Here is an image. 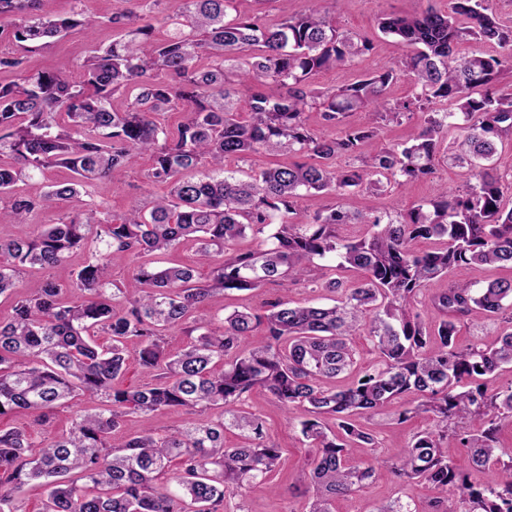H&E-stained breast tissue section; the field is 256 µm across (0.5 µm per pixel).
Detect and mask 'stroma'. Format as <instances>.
Segmentation results:
<instances>
[{
  "label": "stroma",
  "mask_w": 512,
  "mask_h": 512,
  "mask_svg": "<svg viewBox=\"0 0 512 512\" xmlns=\"http://www.w3.org/2000/svg\"><path fill=\"white\" fill-rule=\"evenodd\" d=\"M323 5V0H265L261 5L256 0H237L236 9L242 14L259 13L264 19L273 20L287 14H302ZM121 6L122 0H45L43 8L48 15H65L78 8L87 15L102 19L103 24L94 37L76 31L38 52L25 54V69L37 72L63 63L80 65L94 45L111 43L114 31L105 20ZM431 7L447 10L448 0H341L336 6L337 26L366 37L371 48L346 68L318 72L312 77V84L318 88L349 84L365 74L392 66L403 49L393 38L379 31V19L389 14H419ZM150 167L149 158L144 156L133 166L116 170L109 179L95 187L93 199L111 213H126L152 192V185L144 179ZM469 177L468 169L444 163L434 174L404 187L388 185L373 193L352 192L338 198L324 192H312L301 200L298 217L302 220L312 218L335 203L353 211H399L436 199L443 188L463 186ZM319 278V272L315 271L310 281L304 283H272L257 290L234 291L225 295L217 293L204 306L194 310L190 320L194 323L219 322L233 310H262L279 299L295 305L328 302L329 293L315 285ZM408 406L409 400L404 397L395 400L391 408L373 418H359L361 427L375 432L373 455L377 459L376 474L353 494L336 499L331 506L332 512H374L380 503L396 497L416 505L420 512H432L435 490L422 482L398 478L387 462L392 450L406 447L416 433L432 423L431 416L427 414L399 421L398 411ZM245 407L264 420L270 441L283 450L281 466L272 474L270 486L255 485L239 494L238 499L243 503L245 512H307L312 491L306 474L314 450L302 437L297 419L288 418L273 397L260 388L247 395Z\"/></svg>",
  "instance_id": "stroma-1"
}]
</instances>
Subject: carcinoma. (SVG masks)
Listing matches in <instances>:
<instances>
[{
	"mask_svg": "<svg viewBox=\"0 0 512 512\" xmlns=\"http://www.w3.org/2000/svg\"><path fill=\"white\" fill-rule=\"evenodd\" d=\"M235 2L181 0L178 13L156 20L124 9L108 19L119 34L83 62L81 82H71L63 65L0 83V156L13 159L0 163V203L13 223H28L59 199L90 196L144 153L152 157L149 180L167 187L122 216L87 203L35 234L0 239V295L20 288L27 265L55 266L76 250L88 252L71 284L87 298L67 301L68 288L47 280L0 321V418L25 410L48 429L58 405L75 397L102 403L95 412L75 410L67 433L39 443L24 429L0 430V512H19L14 492L32 481L47 488L42 512L238 510L228 498L264 482L281 460L280 449L265 441L263 422L243 407L254 388L299 415L301 434L317 448L308 512H331L330 500L375 474L373 460L357 457L358 444L373 447L374 434L352 417L376 414L409 393L417 404L398 419L426 413L436 425L395 453L393 472L431 485L436 512H512V452L497 439L499 427L512 424V385L489 386L512 365V331L492 344L457 343L462 319L512 315V280L482 288L458 281L431 296L424 312L412 309L432 280L512 266V208L503 207L505 184L493 164L512 132V100L498 91L512 74V28L499 22L493 0H449L446 12L385 16L379 30L404 48L395 65L322 89L309 83L313 73L347 67L369 50L366 38L336 27V0L273 22L232 14ZM41 5L0 0V19L8 20L0 24V41L33 52L78 26L91 33L97 27L90 17L47 16ZM468 40L499 53L462 55L458 45ZM401 74L413 80L415 93L392 103L387 90ZM232 77L248 91L245 122L237 119ZM118 92L132 98L124 111L112 108ZM441 102L450 109H434ZM178 105L183 120L170 131L160 117ZM368 106L388 123L410 112L425 117L399 148H374V126H346L339 136L321 138L307 129L305 115L313 109L336 126ZM450 128L459 132L451 160L475 170L463 191L445 189L403 212L371 216L331 206L307 222L292 220L312 190L340 194L368 190L383 178L402 186L429 176ZM261 151L318 162L283 163L247 180L224 171L225 158ZM338 156L360 165L337 168ZM52 167L70 177L48 181ZM20 182L38 185L40 194L19 193ZM341 224H371L376 231L346 240L337 234ZM248 230L263 235L261 247L234 250ZM416 239L436 247L419 254L411 248ZM187 241L197 245L201 263L213 266L204 284L190 267L159 269L143 261ZM326 258L336 260V272L364 273L352 285L338 277L321 282L336 295L333 305L278 299L261 313L235 311L219 323L196 325L187 330L198 332L191 345L167 350L163 331L182 325L212 294L306 281L315 260ZM121 262L133 266L123 288L112 284V266ZM363 326L377 359L349 385H328L356 364L352 336ZM99 333L111 345H97ZM130 339L137 340L139 365L153 376L138 388L118 384ZM206 409L215 418L205 423L117 436L130 412L148 419L162 410ZM328 420L339 433L326 432ZM231 428L241 445L224 446ZM450 437L467 450V467L448 457L443 442ZM174 460L179 467L171 474ZM470 469L489 477L475 486ZM73 471L86 487L67 480Z\"/></svg>",
	"mask_w": 512,
	"mask_h": 512,
	"instance_id": "obj_1",
	"label": "carcinoma"
}]
</instances>
